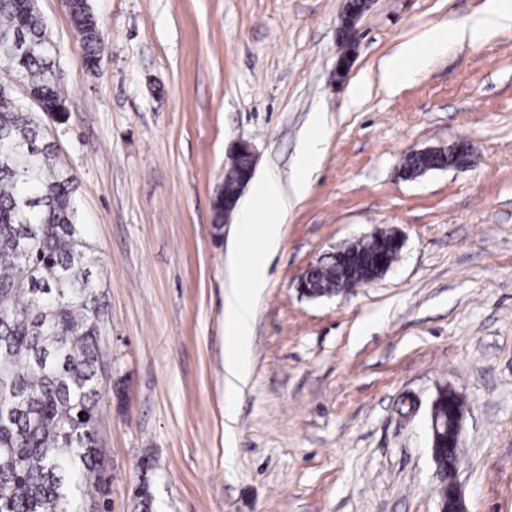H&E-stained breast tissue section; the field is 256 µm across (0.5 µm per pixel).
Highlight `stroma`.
Wrapping results in <instances>:
<instances>
[{
    "label": "stroma",
    "mask_w": 512,
    "mask_h": 512,
    "mask_svg": "<svg viewBox=\"0 0 512 512\" xmlns=\"http://www.w3.org/2000/svg\"><path fill=\"white\" fill-rule=\"evenodd\" d=\"M485 2L370 0L340 82L346 0H90L94 70L61 0H37L70 108L40 121L75 178L104 305L101 480L76 512H137L145 478L154 512H438L429 416L445 386L465 401L468 512H512V27L449 44L395 91L383 80L399 44ZM315 112L323 154L297 198ZM239 139L288 213L232 395L236 226L215 228L212 201ZM461 142L468 169L398 176L411 152ZM379 230L405 239L386 274L299 294L317 257Z\"/></svg>",
    "instance_id": "1"
}]
</instances>
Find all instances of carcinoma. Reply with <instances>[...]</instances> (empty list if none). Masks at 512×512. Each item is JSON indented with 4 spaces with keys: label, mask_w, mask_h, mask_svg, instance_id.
Returning <instances> with one entry per match:
<instances>
[{
    "label": "carcinoma",
    "mask_w": 512,
    "mask_h": 512,
    "mask_svg": "<svg viewBox=\"0 0 512 512\" xmlns=\"http://www.w3.org/2000/svg\"><path fill=\"white\" fill-rule=\"evenodd\" d=\"M68 13L94 69L89 0H71ZM45 37L32 0H0V59L63 117ZM16 41L30 50L12 56ZM74 182L37 119L0 93V512H70L74 492L99 480L103 306Z\"/></svg>",
    "instance_id": "obj_1"
}]
</instances>
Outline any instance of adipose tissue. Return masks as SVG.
<instances>
[{"label":"adipose tissue","instance_id":"1","mask_svg":"<svg viewBox=\"0 0 512 512\" xmlns=\"http://www.w3.org/2000/svg\"><path fill=\"white\" fill-rule=\"evenodd\" d=\"M512 25V0H487L480 16L464 26L430 31L423 42L402 44L386 64V81L413 80L431 54L444 51L449 42L477 43L492 32ZM324 142V122L313 114L309 132L295 157V192L304 194L316 172ZM288 201L272 177L255 179L251 202L237 227V246L226 266L230 289L224 304V380L228 391L239 390L250 373V336L256 301L268 281V267L280 248L282 218Z\"/></svg>","mask_w":512,"mask_h":512}]
</instances>
